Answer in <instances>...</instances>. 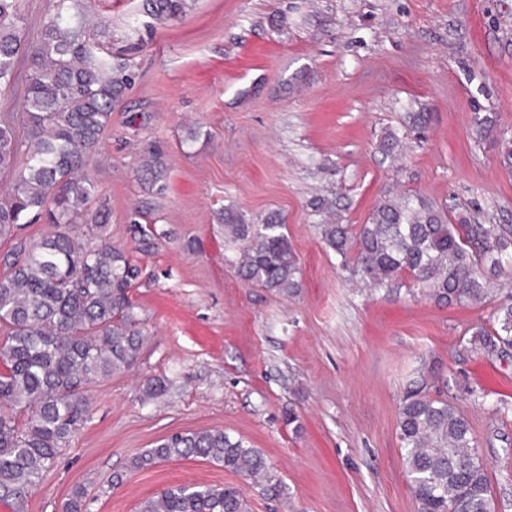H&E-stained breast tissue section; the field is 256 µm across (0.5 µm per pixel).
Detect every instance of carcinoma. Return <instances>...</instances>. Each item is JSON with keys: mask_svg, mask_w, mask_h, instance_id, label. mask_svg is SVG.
I'll use <instances>...</instances> for the list:
<instances>
[{"mask_svg": "<svg viewBox=\"0 0 512 512\" xmlns=\"http://www.w3.org/2000/svg\"><path fill=\"white\" fill-rule=\"evenodd\" d=\"M156 19L181 9L179 0H146ZM89 0H55V12L29 47L24 110L0 117V172L11 175L0 199V238L14 240L0 274V501L22 512L61 449L87 422V388L128 370L146 339L129 299L137 269L108 236L110 210L89 174L112 112L131 81L104 44L112 29L90 26ZM22 0H0V87L17 78L23 41ZM401 139L377 144L396 156ZM44 220L39 242L17 238L27 217ZM91 217L86 241L74 224ZM276 213L259 224L224 211V245L247 280L293 296L300 268ZM349 280L370 291H408L450 307L493 304L490 326L468 340L487 354L512 350V289L494 280L512 274V225L483 224L410 193L388 196L366 223L318 225ZM410 283L403 282L404 276ZM398 439L409 489L419 512H496L488 464L475 450L467 417L434 397L427 382L411 385L398 407ZM200 459L254 480L262 493L284 486L262 454L222 430L177 432L130 458L145 470ZM62 512H87L85 492L72 490ZM139 512H249L245 490L230 485L171 486L143 501Z\"/></svg>", "mask_w": 512, "mask_h": 512, "instance_id": "carcinoma-1", "label": "carcinoma"}]
</instances>
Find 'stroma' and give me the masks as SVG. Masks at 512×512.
<instances>
[{
	"label": "stroma",
	"mask_w": 512,
	"mask_h": 512,
	"mask_svg": "<svg viewBox=\"0 0 512 512\" xmlns=\"http://www.w3.org/2000/svg\"><path fill=\"white\" fill-rule=\"evenodd\" d=\"M142 3H92L132 83L91 174L113 244L141 269L131 293L147 336L129 370L90 385L89 420L25 512H62L78 486L88 512H137L180 484L246 487L249 512H418L397 418L422 378L447 386L497 512H512V358L465 349L489 308L356 290L312 206L358 225L386 194L410 192L512 224V0H180L162 21ZM421 110L429 125L410 126ZM489 113L494 128L477 134L475 115ZM391 131L403 136L395 163L376 149ZM155 154L159 190L143 167ZM228 208L284 218L295 296L227 262ZM152 379L168 384L155 399ZM209 429L260 450L286 498L205 461L127 468L166 435Z\"/></svg>",
	"instance_id": "1"
}]
</instances>
